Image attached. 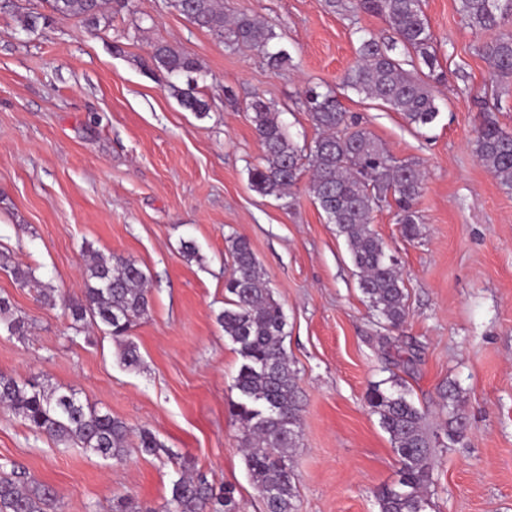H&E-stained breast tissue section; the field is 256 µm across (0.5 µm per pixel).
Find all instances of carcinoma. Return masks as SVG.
I'll return each instance as SVG.
<instances>
[{
	"label": "carcinoma",
	"mask_w": 512,
	"mask_h": 512,
	"mask_svg": "<svg viewBox=\"0 0 512 512\" xmlns=\"http://www.w3.org/2000/svg\"><path fill=\"white\" fill-rule=\"evenodd\" d=\"M43 2L50 14H24L25 28L34 30L53 19H77L95 26L109 0ZM175 7L225 44L257 49L268 67L277 70L288 64V53L273 48L276 35L260 20L243 15L228 22L220 0H175ZM358 7L385 18L398 36L403 55L424 64L428 77L434 76L438 60L422 0H358ZM460 11L470 26L498 31L482 43L479 52L490 66L493 81L511 85L512 28H506V22L512 19V0H460ZM393 50L395 47L384 48L372 36L362 39L358 60L347 73L345 84L402 113L410 125L419 129L432 125L439 109L430 83L404 69V60ZM152 59L167 74L187 77L184 88L170 85L183 108L199 117L210 111L209 101L198 89L196 74L201 66L195 58L159 43L153 48ZM302 105L320 131L307 151L290 139L271 103L257 96L248 104L249 118L263 149L260 161L249 169L250 184L263 196L281 198L302 171L310 169L308 192L344 238L359 270L362 294L383 328L396 329L407 313L403 273L371 228L372 213L393 197L403 237L415 240L420 228L414 205L423 190L422 172L416 163L389 155L371 131L348 117L332 90L310 88ZM474 151L500 185L512 190V131L485 117L474 140ZM228 249L233 264L226 288L233 298L219 321L242 357L232 384L237 399L229 401V412L243 429L246 465L266 512H297V489L287 449L296 447L300 438L301 406L296 371L283 347L287 319L267 286L250 243L231 237ZM64 305L75 331L101 324L113 337H125L148 313L147 276L131 260L94 257L85 263L81 297L68 299ZM0 324L13 335L27 333L26 317L17 314L4 296H0ZM441 399L448 435H461L465 421L458 389L448 387ZM366 400L389 434L399 465L397 482L377 494L379 512H425L426 489L434 467L426 412L403 389L388 391L375 384ZM0 404L29 429L61 445L78 443L117 463L127 456L132 430L126 422L83 403L71 390L47 391L35 380L21 382L0 374ZM162 447L153 433H138L141 453L154 455ZM56 500L51 486L26 472L15 467L0 472V512H51ZM113 512L156 510L122 496L113 504ZM162 512H237V502L232 488L217 490L206 475L184 473L173 484Z\"/></svg>",
	"instance_id": "carcinoma-1"
}]
</instances>
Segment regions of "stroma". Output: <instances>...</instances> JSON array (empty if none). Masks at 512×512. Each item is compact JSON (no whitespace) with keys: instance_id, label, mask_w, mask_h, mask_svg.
<instances>
[{"instance_id":"obj_1","label":"stroma","mask_w":512,"mask_h":512,"mask_svg":"<svg viewBox=\"0 0 512 512\" xmlns=\"http://www.w3.org/2000/svg\"><path fill=\"white\" fill-rule=\"evenodd\" d=\"M15 2L0 9V251L9 257L0 295L31 328L22 338L0 328V373L74 389L163 447L130 448L116 464L34 434L0 409V463L51 486L55 512H112L120 496L161 507L185 460L233 486L241 512H265L228 410L242 358L217 321L228 298L227 239L241 236L287 317L302 408L290 457L298 512H379L376 493L397 482L399 465L365 396L394 379L438 435L426 512H512V191L473 151L484 116L512 130V90L493 88L478 51L491 34L466 24L459 0H424L443 78L434 87L439 116L423 129L344 85L363 35L397 40L356 0L336 12L323 0H224L226 14L260 17L275 32L290 55L276 72L256 50L227 47L195 25L174 0H132L91 28L58 20L35 32L20 12L37 0ZM158 43L201 65L205 117L174 96L184 78L154 66ZM310 87L334 90L390 154L425 172L417 240L402 237L395 207L372 214L408 294L406 321L387 344L307 179L290 205L249 183L263 150L248 103L271 102L294 143L308 146L318 131L298 102ZM188 241L192 260L182 253ZM92 251L130 259L148 278L149 313L130 333L139 366L122 362L106 331L75 332L62 303H44L10 272L32 268L39 284L77 297ZM451 385L466 421L457 441L442 435L438 413Z\"/></svg>"}]
</instances>
